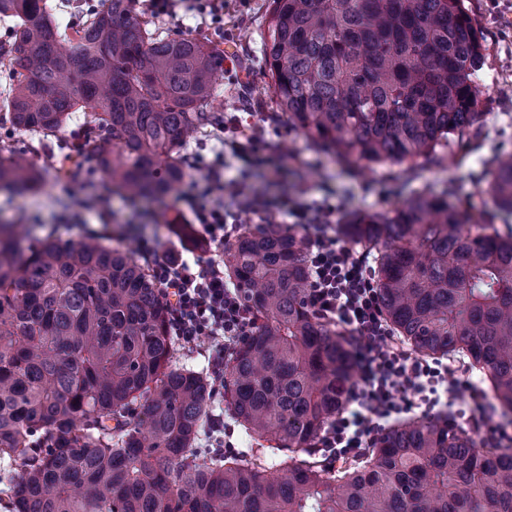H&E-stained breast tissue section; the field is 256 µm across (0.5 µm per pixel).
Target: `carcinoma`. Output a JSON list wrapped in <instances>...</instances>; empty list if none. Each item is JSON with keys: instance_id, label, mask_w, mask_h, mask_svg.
Here are the masks:
<instances>
[{"instance_id": "obj_1", "label": "carcinoma", "mask_w": 512, "mask_h": 512, "mask_svg": "<svg viewBox=\"0 0 512 512\" xmlns=\"http://www.w3.org/2000/svg\"><path fill=\"white\" fill-rule=\"evenodd\" d=\"M129 0L62 23L47 0H0L11 20L0 122L59 139L69 176L88 165L131 203H161L187 174L189 140L224 125L222 44L150 30ZM262 54L275 118L351 173L363 165L465 164L486 115L481 28L465 0H269ZM83 129L60 139L72 113ZM51 174L0 157L17 202ZM494 208L445 179L336 231L377 252L384 315L413 352L461 354L490 373L512 413V153L485 174ZM0 220V456L6 512H512V448H477L448 420L398 424L366 462L319 459L355 374L345 334L306 303L307 243L278 221L224 243V266L256 324L224 368L226 410L264 449L197 447L211 419L204 371L173 362L150 267L90 233L18 238Z\"/></svg>"}]
</instances>
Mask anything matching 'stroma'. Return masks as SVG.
<instances>
[{
    "mask_svg": "<svg viewBox=\"0 0 512 512\" xmlns=\"http://www.w3.org/2000/svg\"><path fill=\"white\" fill-rule=\"evenodd\" d=\"M268 4L269 0H224V28L234 38L226 43L224 74L219 79L221 95L215 106L223 113H237L240 91L250 89L256 103L249 116L252 123L265 129L263 145L249 161H232L228 176L245 177L248 185L271 196L302 195L312 200L328 190L340 213L355 209L385 211L399 204L409 192L401 166H376L351 176L343 174L320 154L308 150L303 138L285 123L273 120L260 38L266 29ZM471 5L488 47L487 61L479 73L488 113L481 132L472 140L466 165L459 168L447 160L429 175L448 179L462 201L479 204L489 199L484 191L485 170L498 154L512 153V0H471ZM30 141L27 133L0 129V143L27 151L37 168L51 170L59 166L62 155L55 139L35 148ZM94 182L108 200L106 209L84 208V185L61 180L54 182L46 194L17 209L7 206L0 193V214L17 218L21 231L33 224H65L74 237L87 227L106 234L113 244L133 250L145 236L157 240L160 251L172 250L189 260L208 258V250L168 230L172 216L182 210L178 195H171L165 206L151 207L149 217L141 220L123 198L112 194L105 173H97Z\"/></svg>",
    "mask_w": 512,
    "mask_h": 512,
    "instance_id": "1",
    "label": "stroma"
}]
</instances>
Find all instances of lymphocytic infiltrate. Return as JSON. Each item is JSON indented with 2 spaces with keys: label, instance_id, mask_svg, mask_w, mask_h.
<instances>
[{
  "label": "lymphocytic infiltrate",
  "instance_id": "f902f5d3",
  "mask_svg": "<svg viewBox=\"0 0 512 512\" xmlns=\"http://www.w3.org/2000/svg\"><path fill=\"white\" fill-rule=\"evenodd\" d=\"M263 138L260 126L236 127L234 136L215 152L208 173L190 182L182 194V203L202 227L205 239L214 244L216 255L190 263L174 253H160L150 241L139 243L140 253L152 260L151 273L168 312L170 335L191 346L209 340L212 383L223 388L224 352L253 323L238 288L224 275V243L242 215L284 214L307 231L310 304L319 317L343 327L355 358L357 378L348 390L346 406L320 436L319 446L329 458H359L389 423L417 410L455 409L464 395L471 409L480 413L474 425L483 430L485 443L499 446L511 438L488 411L478 383L458 381L448 363L416 357L392 331L367 254L327 233L333 207L313 206L297 196L257 197L245 191L241 179H222L228 157L255 151Z\"/></svg>",
  "mask_w": 512,
  "mask_h": 512
}]
</instances>
